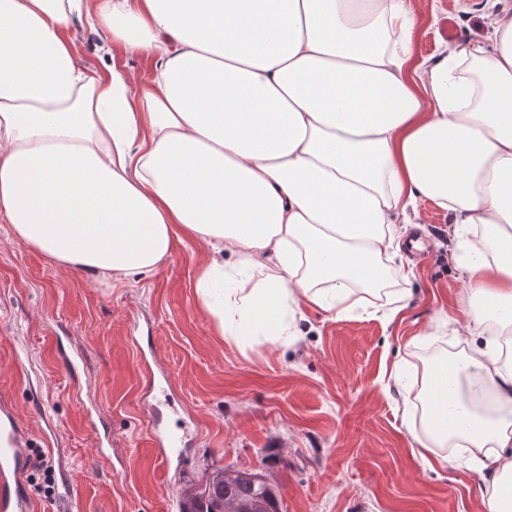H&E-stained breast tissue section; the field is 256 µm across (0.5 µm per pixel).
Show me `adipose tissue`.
I'll list each match as a JSON object with an SVG mask.
<instances>
[{"label": "adipose tissue", "instance_id": "ef3b65f1", "mask_svg": "<svg viewBox=\"0 0 512 512\" xmlns=\"http://www.w3.org/2000/svg\"><path fill=\"white\" fill-rule=\"evenodd\" d=\"M416 62L412 0H0V213L93 278L151 275L185 235L217 321L291 335L302 306L397 315V214L425 198L463 250L468 351L404 413L512 498V11ZM151 57L150 83L78 65L77 22Z\"/></svg>", "mask_w": 512, "mask_h": 512}]
</instances>
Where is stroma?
<instances>
[{
    "mask_svg": "<svg viewBox=\"0 0 512 512\" xmlns=\"http://www.w3.org/2000/svg\"><path fill=\"white\" fill-rule=\"evenodd\" d=\"M486 3L413 0L421 57L438 55L448 15L457 43L483 37ZM73 35L81 67L136 86L152 79L151 58L118 45L104 53V32L85 23ZM412 219L427 248H402L412 274L393 320L307 306L283 340L222 333L197 296L206 250L193 239L175 237L149 277L95 280L17 240L0 214V396L54 468L52 497L26 485L33 512H180L182 491L217 468L266 474L280 512H484L470 449H450L448 466L431 470L389 378L398 364L421 368L429 349L416 337L441 312L461 314L447 211L425 201ZM151 355L191 415L169 465L152 449Z\"/></svg>",
    "mask_w": 512,
    "mask_h": 512,
    "instance_id": "obj_1",
    "label": "stroma"
}]
</instances>
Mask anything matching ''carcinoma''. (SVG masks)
<instances>
[{
    "label": "carcinoma",
    "mask_w": 512,
    "mask_h": 512,
    "mask_svg": "<svg viewBox=\"0 0 512 512\" xmlns=\"http://www.w3.org/2000/svg\"><path fill=\"white\" fill-rule=\"evenodd\" d=\"M224 469L212 471L206 479L184 490L181 512H226L229 502L249 505L254 512H279L275 487L266 475L256 471H241L231 481L219 479Z\"/></svg>",
    "instance_id": "1"
}]
</instances>
